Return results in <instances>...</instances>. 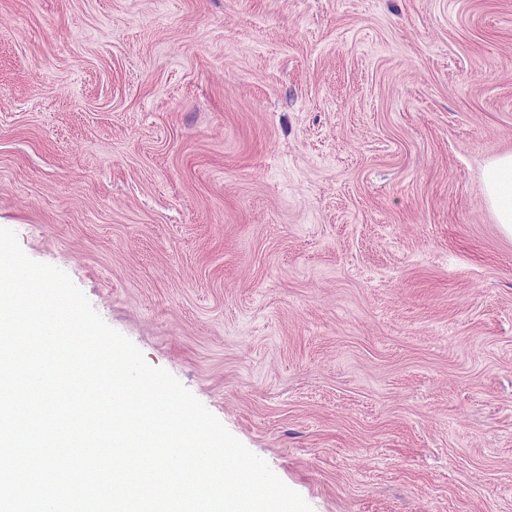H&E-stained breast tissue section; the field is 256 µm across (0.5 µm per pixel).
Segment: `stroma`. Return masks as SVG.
I'll return each mask as SVG.
<instances>
[{
	"label": "stroma",
	"instance_id": "35a3bbf8",
	"mask_svg": "<svg viewBox=\"0 0 512 512\" xmlns=\"http://www.w3.org/2000/svg\"><path fill=\"white\" fill-rule=\"evenodd\" d=\"M512 0H0V228L312 512H512ZM483 195L502 234L512 238V152L489 163L483 177Z\"/></svg>",
	"mask_w": 512,
	"mask_h": 512
}]
</instances>
